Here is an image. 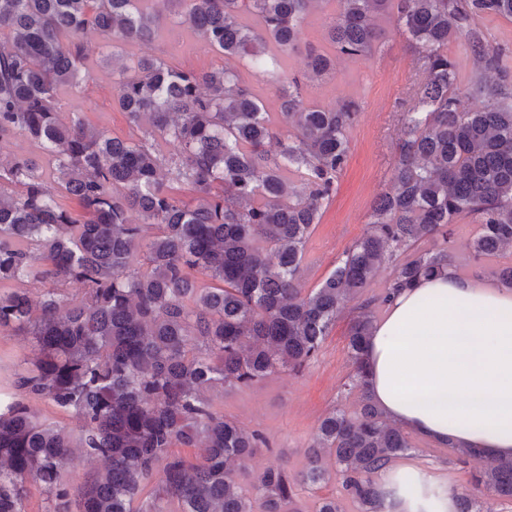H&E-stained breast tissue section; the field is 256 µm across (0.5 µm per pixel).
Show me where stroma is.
I'll return each instance as SVG.
<instances>
[{
	"label": "stroma",
	"instance_id": "stroma-1",
	"mask_svg": "<svg viewBox=\"0 0 512 512\" xmlns=\"http://www.w3.org/2000/svg\"><path fill=\"white\" fill-rule=\"evenodd\" d=\"M334 4L312 11L300 36L299 51L288 61V76L300 75L308 48L330 50L326 24ZM473 32L500 56L501 83L512 103V19L477 16ZM377 42L369 59L353 60L336 55L332 69L305 89L307 102L317 105L340 100L355 101L358 118L348 132L349 157L336 192L322 212L306 244L302 281L305 288L319 285L333 270L337 257L367 228L375 199L390 187L398 160L400 103L423 75L417 55L403 30L388 19H377ZM91 59V77L82 89L64 91L63 112L81 113L92 125L108 135L126 138L134 130L124 112L113 104L112 50L95 33L84 37ZM124 56H156L168 64L196 71L223 65L221 55L208 50L181 24L174 8L163 15L161 35L143 46H127ZM450 251L457 271L466 277L496 278L498 270L512 264V247L498 256L474 260L468 244L478 234L479 224L472 218L457 219L453 226ZM351 308H344L333 326L317 361L303 375L281 371L248 388L209 391L227 418L246 430L262 432L269 440L249 463L250 478H257L271 464L286 462L290 471L303 469L306 448L322 418L334 408L354 412L357 393H341L340 387L351 371L347 348ZM32 354L30 337L0 333V386L6 385L15 371L21 370ZM411 451L397 458L401 467L447 479L451 488L468 490V473L458 464L454 449L444 448L412 436Z\"/></svg>",
	"mask_w": 512,
	"mask_h": 512
}]
</instances>
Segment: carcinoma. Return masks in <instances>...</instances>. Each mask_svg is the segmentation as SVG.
I'll list each match as a JSON object with an SVG mask.
<instances>
[{"label": "carcinoma", "mask_w": 512, "mask_h": 512, "mask_svg": "<svg viewBox=\"0 0 512 512\" xmlns=\"http://www.w3.org/2000/svg\"><path fill=\"white\" fill-rule=\"evenodd\" d=\"M169 2L224 65L121 64L114 101L141 130L136 137L65 117L60 92L80 88L90 71L84 34L114 50L151 43L161 30L155 5ZM323 2L0 0V140L23 135L45 155L0 162V331L35 346L0 397V512H25L30 485L48 512H72L74 496L78 512H167L169 502L178 512H255V502L260 512H300L295 489L325 482L331 467L358 512H387L380 472L412 445L365 391V347L377 307L452 261L458 217L480 224L474 258L512 246V104L478 75L468 91L487 105L469 107L448 56L459 42L500 69L469 21L512 18V0H337L327 31L337 53L369 58L384 16L403 28L424 79L401 114L391 188L366 233L306 290L305 245L346 165L357 104L312 105L293 79L279 91L280 111L268 112L233 62L249 59L263 81L280 78ZM331 66L328 53L308 50L306 78ZM53 180L82 215L58 201ZM423 241L430 247L420 250ZM384 267L392 273L383 293L365 296ZM70 281L84 285L82 297L61 293ZM26 282L45 285L38 298ZM348 299L359 300L343 383L360 393L355 414L336 409L321 421L295 476L273 465L242 483L268 440L224 418L205 393L303 372ZM28 399L74 413L82 433L71 438ZM76 460L107 466L86 471L74 495L65 474ZM161 464L164 479L152 487ZM469 485L458 512H480L483 493L512 503V458L489 460Z\"/></svg>", "instance_id": "1"}]
</instances>
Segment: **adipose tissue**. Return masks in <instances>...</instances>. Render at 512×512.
<instances>
[{
	"instance_id": "ef3b65f1",
	"label": "adipose tissue",
	"mask_w": 512,
	"mask_h": 512,
	"mask_svg": "<svg viewBox=\"0 0 512 512\" xmlns=\"http://www.w3.org/2000/svg\"><path fill=\"white\" fill-rule=\"evenodd\" d=\"M366 388L386 419L430 441L512 457V288L461 276L415 281L386 306L366 347ZM390 512H457L447 481L420 475Z\"/></svg>"
}]
</instances>
